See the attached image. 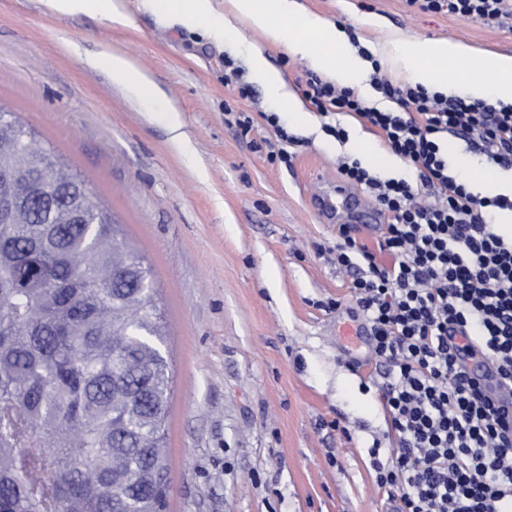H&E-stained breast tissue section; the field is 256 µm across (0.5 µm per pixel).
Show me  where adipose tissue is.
<instances>
[{"label":"adipose tissue","mask_w":512,"mask_h":512,"mask_svg":"<svg viewBox=\"0 0 512 512\" xmlns=\"http://www.w3.org/2000/svg\"><path fill=\"white\" fill-rule=\"evenodd\" d=\"M160 15L184 26L212 24L211 0H148ZM229 12L289 53L308 58L336 82L361 88L368 63L353 48L344 31L328 26L320 16L302 12L298 0H225ZM382 53L403 70L412 83L439 91L481 99L495 97L512 103V56L472 57L459 42L401 36L388 38ZM254 77L294 116H304L301 100L282 75L271 69L259 48L248 53Z\"/></svg>","instance_id":"ef3b65f1"}]
</instances>
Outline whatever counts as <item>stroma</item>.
<instances>
[{"label":"stroma","instance_id":"1","mask_svg":"<svg viewBox=\"0 0 512 512\" xmlns=\"http://www.w3.org/2000/svg\"><path fill=\"white\" fill-rule=\"evenodd\" d=\"M300 2L372 53L396 33L512 55V26L418 12L405 0ZM119 3L117 22L61 15L47 0H0V107L72 168L152 268L173 374L167 512H386L400 492L377 486L369 456L378 448L386 462L394 451L381 368L372 360L353 370L338 347L344 327L364 319L350 269L330 255L350 217L340 209L325 219L312 199L334 192L340 157L384 148L381 134L309 103L303 120L290 119L237 42L258 45L299 97L313 66L247 25L221 40L206 25L169 23L146 0ZM104 53L128 60L157 98L114 80L96 63ZM228 62L250 98L225 84ZM229 110L254 113L252 130L225 122ZM266 112L291 138V165L266 159L276 140ZM327 123L343 125L348 140L327 135ZM446 144L452 171L470 160L490 176L492 188L475 193L512 194V168L486 162L467 137Z\"/></svg>","mask_w":512,"mask_h":512}]
</instances>
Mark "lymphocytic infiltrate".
I'll use <instances>...</instances> for the list:
<instances>
[{
	"label": "lymphocytic infiltrate",
	"mask_w": 512,
	"mask_h": 512,
	"mask_svg": "<svg viewBox=\"0 0 512 512\" xmlns=\"http://www.w3.org/2000/svg\"><path fill=\"white\" fill-rule=\"evenodd\" d=\"M432 12L490 24L512 17V0H406ZM390 99L382 110L353 89L308 75L305 94L321 115L347 114L379 129L416 173L384 179L347 157L341 178L369 189L386 216L377 250L339 227L337 261L354 268L353 298L383 364L380 401L396 450L377 484L401 491L397 512H512V437L468 358L491 359L512 382V232L494 224L512 196L482 197L454 174L443 136L466 134L487 160L512 167V104L471 100L372 73ZM389 263L378 261V254Z\"/></svg>",
	"instance_id": "1"
}]
</instances>
